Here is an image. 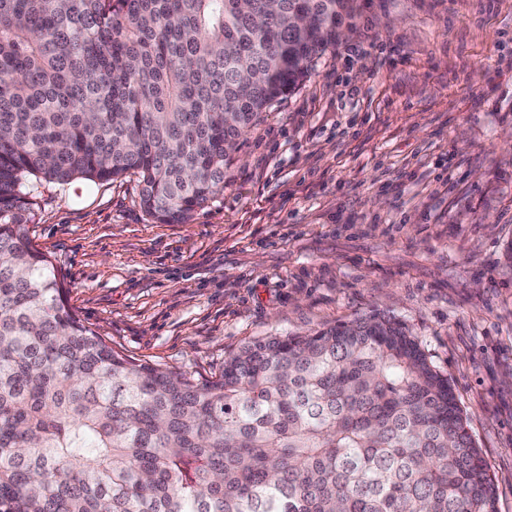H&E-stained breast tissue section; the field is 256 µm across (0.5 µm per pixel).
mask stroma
Wrapping results in <instances>:
<instances>
[{
    "label": "stroma",
    "instance_id": "35a3bbf8",
    "mask_svg": "<svg viewBox=\"0 0 512 512\" xmlns=\"http://www.w3.org/2000/svg\"><path fill=\"white\" fill-rule=\"evenodd\" d=\"M233 158L186 224L147 215L132 176L30 180L73 315L199 379L252 341L393 317L512 512V0H357Z\"/></svg>",
    "mask_w": 512,
    "mask_h": 512
}]
</instances>
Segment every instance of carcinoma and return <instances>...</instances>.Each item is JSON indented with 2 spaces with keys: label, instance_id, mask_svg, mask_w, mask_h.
<instances>
[{
  "label": "carcinoma",
  "instance_id": "obj_1",
  "mask_svg": "<svg viewBox=\"0 0 512 512\" xmlns=\"http://www.w3.org/2000/svg\"><path fill=\"white\" fill-rule=\"evenodd\" d=\"M354 2L0 0V512H498L404 324L269 336L200 381L84 326L30 238L31 176L134 175L188 222Z\"/></svg>",
  "mask_w": 512,
  "mask_h": 512
}]
</instances>
